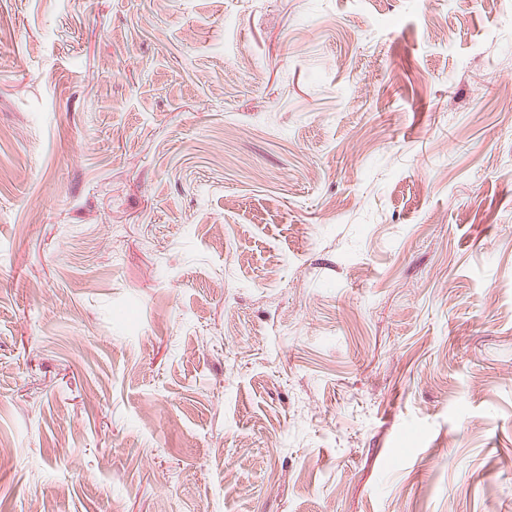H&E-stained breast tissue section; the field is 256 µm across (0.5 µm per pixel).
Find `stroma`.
Wrapping results in <instances>:
<instances>
[{
	"instance_id": "1",
	"label": "stroma",
	"mask_w": 512,
	"mask_h": 512,
	"mask_svg": "<svg viewBox=\"0 0 512 512\" xmlns=\"http://www.w3.org/2000/svg\"><path fill=\"white\" fill-rule=\"evenodd\" d=\"M0 512H512V0H0Z\"/></svg>"
}]
</instances>
